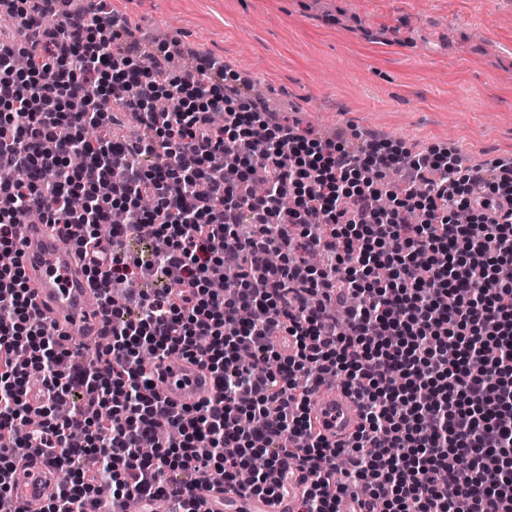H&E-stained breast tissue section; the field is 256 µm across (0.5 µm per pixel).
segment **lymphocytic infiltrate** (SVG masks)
<instances>
[{
    "mask_svg": "<svg viewBox=\"0 0 512 512\" xmlns=\"http://www.w3.org/2000/svg\"><path fill=\"white\" fill-rule=\"evenodd\" d=\"M65 2L0 0V167L21 173L0 184V503L17 464L45 454L72 479L40 512H122L177 482L272 502L292 469L308 481L299 512L343 497L357 512H512V281L497 279L512 266V162L320 138L214 61L169 70L177 43L139 40L110 0ZM165 96L180 110H157ZM117 98L142 138L113 134ZM245 141L266 146L258 196ZM103 182L108 196L87 193ZM145 196L136 226L112 224L115 204ZM32 210L88 255L109 348L64 347L41 321L16 258ZM107 223L112 241L135 231L166 249L107 251ZM135 280L146 288L113 298ZM147 353L198 356L210 396L167 406ZM333 376L361 415L335 447L310 417Z\"/></svg>",
    "mask_w": 512,
    "mask_h": 512,
    "instance_id": "lymphocytic-infiltrate-1",
    "label": "lymphocytic infiltrate"
}]
</instances>
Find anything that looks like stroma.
Here are the masks:
<instances>
[{
	"label": "stroma",
	"instance_id": "stroma-1",
	"mask_svg": "<svg viewBox=\"0 0 512 512\" xmlns=\"http://www.w3.org/2000/svg\"><path fill=\"white\" fill-rule=\"evenodd\" d=\"M142 39L262 81L324 137L512 160V15L498 0H112Z\"/></svg>",
	"mask_w": 512,
	"mask_h": 512
}]
</instances>
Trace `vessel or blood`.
Masks as SVG:
<instances>
[{
	"mask_svg": "<svg viewBox=\"0 0 512 512\" xmlns=\"http://www.w3.org/2000/svg\"><path fill=\"white\" fill-rule=\"evenodd\" d=\"M18 236L22 264L35 285V303L41 319L56 326L70 340L93 347L95 336L103 328L106 310L101 304L92 302L93 287L78 265L74 249L58 234L46 232L40 224L19 225ZM156 390L166 404L179 407L207 397L211 382L197 363L176 357L163 362L162 377L156 382ZM311 415L332 444L348 437L358 422L353 400L339 390L315 402ZM46 470L45 460L41 457L18 465L11 493L25 512H38L48 499ZM305 487L303 478H295L288 484L285 499L275 505L205 485L189 492L174 490L168 501L173 506L195 501L200 512H296Z\"/></svg>",
	"mask_w": 512,
	"mask_h": 512,
	"instance_id": "b4317fda",
	"label": "vessel or blood"
}]
</instances>
